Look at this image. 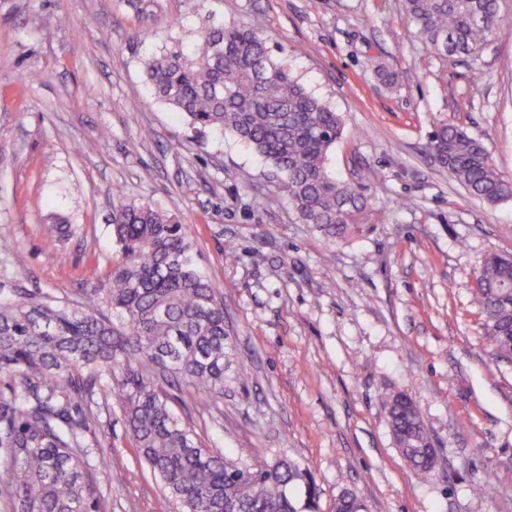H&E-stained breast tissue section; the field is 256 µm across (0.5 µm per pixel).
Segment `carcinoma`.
Wrapping results in <instances>:
<instances>
[{
	"label": "carcinoma",
	"mask_w": 512,
	"mask_h": 512,
	"mask_svg": "<svg viewBox=\"0 0 512 512\" xmlns=\"http://www.w3.org/2000/svg\"><path fill=\"white\" fill-rule=\"evenodd\" d=\"M420 39L435 53L477 55L505 31L498 0H402ZM154 96L199 132L230 133L280 178V189L307 224L334 236L367 205L336 179L329 154L340 115L311 95L288 61L269 55L250 28L214 26L185 48L144 63ZM432 152L473 198L512 199V182L484 144L454 125L432 136ZM112 234L119 257L101 285L73 303L27 288L0 298V498L11 512H100L91 489L93 408L118 405L140 456L177 512H315L305 470L286 455L249 466L198 442L168 406L154 372L190 385L197 403L224 398V303L197 268L193 246L174 218L116 195ZM480 328L500 359L512 358V256L490 255L475 281ZM402 453L426 479L436 461L422 448L415 403L387 402ZM305 484L304 499L293 493ZM335 512H363L351 492Z\"/></svg>",
	"instance_id": "obj_1"
}]
</instances>
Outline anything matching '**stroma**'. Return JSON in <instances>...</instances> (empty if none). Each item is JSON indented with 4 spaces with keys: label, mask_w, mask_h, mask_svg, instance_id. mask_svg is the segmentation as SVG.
Masks as SVG:
<instances>
[{
    "label": "stroma",
    "mask_w": 512,
    "mask_h": 512,
    "mask_svg": "<svg viewBox=\"0 0 512 512\" xmlns=\"http://www.w3.org/2000/svg\"><path fill=\"white\" fill-rule=\"evenodd\" d=\"M213 25L262 31L341 114L330 167L368 198L344 234L302 223L246 144L154 97L144 60ZM448 124L512 180V38L441 57L401 0H0V289L63 298L105 279L123 191L177 217L224 302L223 399L165 388L202 444L247 464L288 454L317 512L347 490L365 512H512V361L484 340L472 290L488 253L512 254V200H476L435 162ZM59 221L73 233L54 241ZM400 392L436 450L425 482L388 426ZM92 433L102 512H173L122 409Z\"/></svg>",
    "instance_id": "obj_1"
}]
</instances>
